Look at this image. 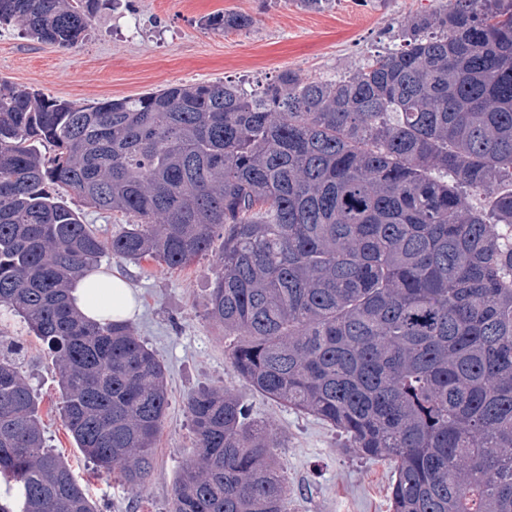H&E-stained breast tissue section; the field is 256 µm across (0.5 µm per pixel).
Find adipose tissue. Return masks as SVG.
Returning a JSON list of instances; mask_svg holds the SVG:
<instances>
[{"label": "adipose tissue", "instance_id": "1", "mask_svg": "<svg viewBox=\"0 0 512 512\" xmlns=\"http://www.w3.org/2000/svg\"><path fill=\"white\" fill-rule=\"evenodd\" d=\"M70 298L78 312L98 322L129 320L137 312L134 288L119 273L104 268L76 279Z\"/></svg>", "mask_w": 512, "mask_h": 512}]
</instances>
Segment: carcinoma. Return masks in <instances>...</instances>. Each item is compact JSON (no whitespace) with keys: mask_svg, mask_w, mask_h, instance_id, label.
Returning a JSON list of instances; mask_svg holds the SVG:
<instances>
[{"mask_svg":"<svg viewBox=\"0 0 512 512\" xmlns=\"http://www.w3.org/2000/svg\"><path fill=\"white\" fill-rule=\"evenodd\" d=\"M101 2L0 0V26L72 48ZM401 37L348 77L250 90L77 105L0 79V307L47 345L98 471L145 486L166 373L128 323L76 311L72 281L104 257L183 267L218 235L207 315L238 378L389 460L391 512H512V0H450ZM60 189L135 221L101 237ZM186 407L169 512H288L280 443L250 405L204 388ZM0 479V512H96L9 356Z\"/></svg>","mask_w":512,"mask_h":512,"instance_id":"cac0c4a2","label":"carcinoma"}]
</instances>
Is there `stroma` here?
<instances>
[{
    "mask_svg": "<svg viewBox=\"0 0 512 512\" xmlns=\"http://www.w3.org/2000/svg\"><path fill=\"white\" fill-rule=\"evenodd\" d=\"M441 0H333L314 10L299 0H118L99 11L86 40L62 48L0 28V77L80 105L138 96L170 84L264 83L289 69L302 79L336 80L399 42L402 25ZM242 11L253 22L218 33L201 20ZM137 292L131 325L166 368L169 408L154 445L144 487L94 472L65 427L58 373L45 346L23 320L0 313V341H20L26 382L40 403L49 448L61 453L103 512H169L175 482L194 435L188 395L223 387L241 395L280 440L277 460L288 484V512H389L393 469L360 458L331 426L250 391L234 375L224 328L206 313L218 275L213 256L171 269L157 260L103 258Z\"/></svg>",
    "mask_w": 512,
    "mask_h": 512,
    "instance_id": "stroma-1",
    "label": "stroma"
}]
</instances>
